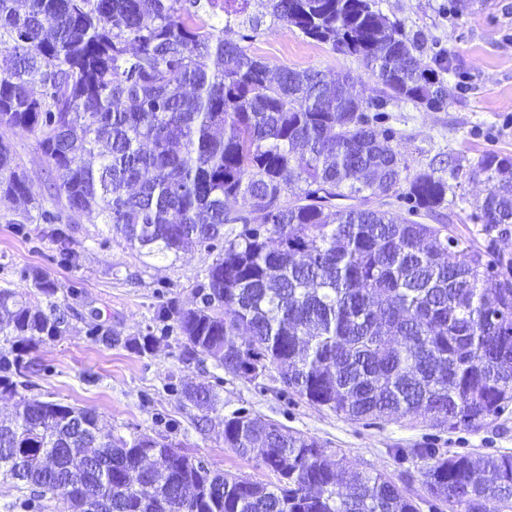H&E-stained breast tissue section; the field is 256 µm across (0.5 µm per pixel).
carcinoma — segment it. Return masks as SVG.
Instances as JSON below:
<instances>
[{
  "label": "carcinoma",
  "mask_w": 512,
  "mask_h": 512,
  "mask_svg": "<svg viewBox=\"0 0 512 512\" xmlns=\"http://www.w3.org/2000/svg\"><path fill=\"white\" fill-rule=\"evenodd\" d=\"M251 0H0V198L32 200L7 133H28L51 172V207L31 224L98 219L144 256L190 246L216 259L200 303L163 304L186 362L211 358L234 376L276 370L288 392L352 421L430 418L478 430L512 404V260L448 234V225L337 204L394 193L433 214L447 202L437 170L408 174L392 135L369 121L349 73L272 69L202 12ZM282 27L356 57L385 100L429 110L448 88L378 0H256ZM496 182L475 220L495 241L512 224V156L487 152ZM291 202L284 203V196ZM241 203L239 211L229 201ZM226 224H240L225 231ZM32 293L0 288V478L63 512H418L413 476L340 481L344 457L239 411L224 446L275 476L214 471L166 438L104 430L93 408L18 396L27 349L61 340L68 312L39 270ZM182 396L205 412L203 382ZM421 484L454 512L512 509V453L475 458L411 448Z\"/></svg>",
  "instance_id": "cac0c4a2"
}]
</instances>
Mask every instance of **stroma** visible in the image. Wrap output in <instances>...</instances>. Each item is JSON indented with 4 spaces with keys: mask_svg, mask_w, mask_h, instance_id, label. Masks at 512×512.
<instances>
[{
    "mask_svg": "<svg viewBox=\"0 0 512 512\" xmlns=\"http://www.w3.org/2000/svg\"><path fill=\"white\" fill-rule=\"evenodd\" d=\"M379 7L408 33H421L422 66L447 58L439 77L451 92L447 108L437 111L406 100L382 101L379 123L392 130V146L410 171L434 168L448 182V203L428 223L448 225L453 235L486 248V236L469 215L491 188L478 171L481 156L512 155V0H379ZM225 36L243 39L250 54L273 68L351 73L361 97L382 100L380 84L358 59L282 30L271 17L254 29L233 25ZM10 142L33 197L48 199L49 167L34 138L14 135ZM25 210L0 202V287L31 290L29 274L40 270L55 283L56 302L70 311L66 336L26 354L28 394L94 408L113 433L165 437L211 469L264 482L267 470L225 448L222 418L248 411L313 436L328 450H342L352 468L396 479L417 472L407 454L411 448L476 457L512 452V408L477 431L451 432L419 416L357 423L289 395L277 373L249 381L209 359L184 363L176 329L157 320L156 311L171 299L194 304L197 276L213 254L195 247L174 260H153L87 216L67 225L62 243L50 225L26 223ZM95 323L111 329L119 343H98L91 333ZM148 334L155 338L152 350L131 346V339ZM190 381L213 385L220 397L212 425L202 431L196 427L200 410L181 395Z\"/></svg>",
    "mask_w": 512,
    "mask_h": 512,
    "instance_id": "obj_1",
    "label": "stroma"
}]
</instances>
